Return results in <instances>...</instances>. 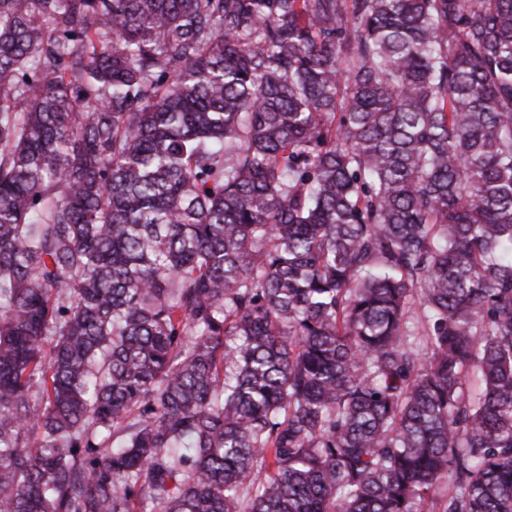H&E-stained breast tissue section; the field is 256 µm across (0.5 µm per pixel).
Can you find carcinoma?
I'll return each mask as SVG.
<instances>
[{"label": "carcinoma", "mask_w": 512, "mask_h": 512, "mask_svg": "<svg viewBox=\"0 0 512 512\" xmlns=\"http://www.w3.org/2000/svg\"><path fill=\"white\" fill-rule=\"evenodd\" d=\"M0 512H512V0H0Z\"/></svg>", "instance_id": "obj_1"}]
</instances>
